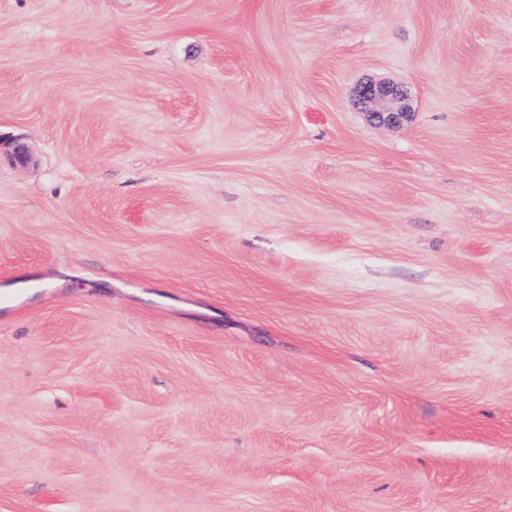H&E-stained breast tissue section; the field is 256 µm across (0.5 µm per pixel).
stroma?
<instances>
[{"mask_svg": "<svg viewBox=\"0 0 512 512\" xmlns=\"http://www.w3.org/2000/svg\"><path fill=\"white\" fill-rule=\"evenodd\" d=\"M0 140V512H512V0H0ZM357 97L369 120L377 124L397 128L411 117L404 90L389 82H366L359 87Z\"/></svg>", "mask_w": 512, "mask_h": 512, "instance_id": "35a3bbf8", "label": "stroma"}]
</instances>
